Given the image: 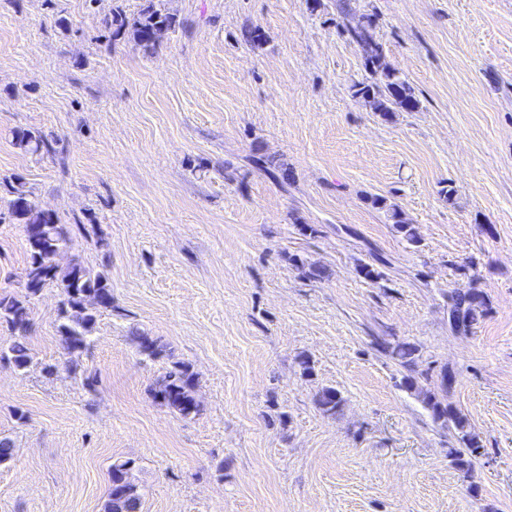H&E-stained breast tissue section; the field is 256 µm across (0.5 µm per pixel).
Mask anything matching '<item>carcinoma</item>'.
<instances>
[{"label":"carcinoma","instance_id":"carcinoma-1","mask_svg":"<svg viewBox=\"0 0 512 512\" xmlns=\"http://www.w3.org/2000/svg\"><path fill=\"white\" fill-rule=\"evenodd\" d=\"M105 24L111 29L112 37L128 34L144 51L152 53L162 33L176 27L178 21L156 0H145L133 20H127L123 12L115 10ZM375 27L376 17L365 15L361 17L359 25L347 29L351 40L361 47L365 67L373 77L370 83L354 85V95L367 100L375 111L385 117L398 109L412 112L418 109L419 102L408 83L385 62L382 46L374 38ZM13 143L30 154L55 152L52 143L39 131L18 128L13 131ZM3 187L9 196L8 213L11 220L23 225L29 260L25 269L26 298L8 294L0 296V325H6L12 334L5 357L17 369L25 370L33 360L26 343L30 332L28 298L38 295L50 284L55 283L63 289V306L68 323L62 325L61 333L67 349L78 351L88 345L87 338L95 326L97 310L112 308V288L104 274L94 273L78 261L73 260L65 267L52 262L51 257L66 247L69 241L68 228L59 222L54 213L36 205L23 178L6 180ZM373 204L386 209L395 229L408 242L418 243L416 229L397 206L387 204L386 199L381 197L373 198ZM488 307V297L478 288V278L471 277L468 285L448 292V308L453 317L451 329L457 333L470 332L472 326L486 315ZM133 340L139 351L149 357L167 355V346L158 338L140 333ZM383 350L408 371L402 379V386L420 398L434 421L451 431L461 444V447L449 451L455 466L466 473L471 472L474 453L481 445L467 417L448 402V394L454 384L453 374L443 370V394L439 395L425 389L416 376L418 349L415 346L405 342L393 345L385 343ZM195 387V374L190 366L175 361L155 390V397L170 410L189 417L199 411ZM316 402L323 411L334 413L341 404V397L336 389L328 387L318 392ZM134 468V461L130 459L112 463L111 486L104 512H140L141 494L134 481Z\"/></svg>","mask_w":512,"mask_h":512}]
</instances>
